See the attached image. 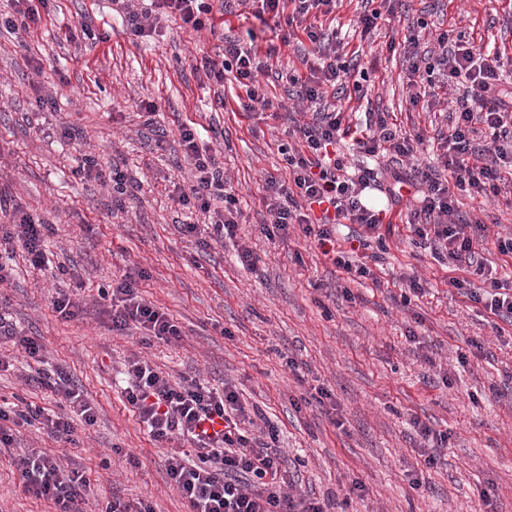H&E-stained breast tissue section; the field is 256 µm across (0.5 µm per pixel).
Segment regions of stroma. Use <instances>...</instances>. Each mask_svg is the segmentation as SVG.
Wrapping results in <instances>:
<instances>
[{
	"mask_svg": "<svg viewBox=\"0 0 512 512\" xmlns=\"http://www.w3.org/2000/svg\"><path fill=\"white\" fill-rule=\"evenodd\" d=\"M361 6L342 0L323 22L345 61L368 75L362 91L335 106L355 123L385 112L403 134H421L417 160L427 165L465 87L439 88L433 108L412 105L403 54L390 41L426 15L432 28L465 33L510 57L502 74L512 84V0H406L368 34L358 22ZM41 15L37 27L0 33V193L49 225L48 262L34 267L15 247L0 310L43 344L45 361L0 343L10 362L0 371V405L21 401L65 414L59 396L37 381L38 368H60L98 413L94 425L74 422L66 439L37 422L15 425L12 447H0V512H57L18 485L13 460L29 448L89 479L83 512H104L116 496L148 500L155 512H188L163 466L165 448L121 395L123 363L134 353L173 384L232 386L276 427L286 480L333 501L331 512H512V334L498 333L495 316L449 285L450 269L415 245L404 224L385 239L377 281L359 284L298 228L285 238L264 233L265 181L289 178L279 148L297 109L273 73L301 68L297 48L282 49L261 78L272 110L249 115L231 100L218 105L222 88L193 68L202 54H222L220 35L169 20L161 37L135 42L111 0H49ZM85 22L105 41L86 39ZM46 95L55 106L39 110L36 99ZM143 100L158 107L156 127L138 116ZM190 123L235 191L234 237L213 238L206 216L177 201L188 180L179 127ZM61 124L75 135L46 137ZM88 156L103 179L77 175ZM115 166L127 176L119 196L106 179ZM458 207L480 218L488 237L512 234L504 198L462 195ZM184 224L201 226L200 236L184 235ZM243 245L256 270L238 262ZM133 267L146 271L140 293L180 327L181 342L144 345L112 333L110 303L98 291ZM412 273L424 294L410 296L404 277ZM69 289L83 307L73 320L52 306ZM320 387L330 405L313 402ZM418 421L448 437L435 464L425 462ZM356 482L362 495L351 491Z\"/></svg>",
	"mask_w": 512,
	"mask_h": 512,
	"instance_id": "35a3bbf8",
	"label": "stroma"
}]
</instances>
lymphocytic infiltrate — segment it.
<instances>
[{
	"label": "lymphocytic infiltrate",
	"mask_w": 512,
	"mask_h": 512,
	"mask_svg": "<svg viewBox=\"0 0 512 512\" xmlns=\"http://www.w3.org/2000/svg\"><path fill=\"white\" fill-rule=\"evenodd\" d=\"M140 0H113L128 33L137 39L159 35L161 23L173 18L193 31L214 26L210 0H150L149 8ZM251 6L258 17H267L274 27L288 26L279 44L259 47L255 42L225 36L224 53L215 59L202 55L195 71L216 85L238 89L236 103L243 112L255 114L272 105L260 82L270 59L281 47L289 46L291 34H302L315 46L324 47L321 63L308 76L285 72L292 96L298 101L319 103L328 94L348 91L351 67L336 46L325 45V35L315 15H330L338 0H237ZM428 23L418 19L401 43L408 62L410 101L419 103L434 97L436 86L451 85L466 77L470 85L456 101L452 125L439 144L436 162L427 168L413 165L421 136H403L386 117L376 116L365 125L349 122L339 110L319 111L295 120L294 141L282 153L288 165V181L268 178L265 202L271 215L272 232L287 235L298 225L305 236L314 238L322 254L351 281L375 279V269L383 256L372 245L382 242L380 229L389 209L395 208L404 193H414L418 208L411 210L406 226L416 244L456 270L451 286L464 290L471 301L483 304L491 314L512 326V276L499 275L476 249L485 230L480 220L463 215L456 192L469 197L499 195L512 186V87L500 78L501 52L477 47L455 30H443L435 37L434 48L421 47ZM197 129L180 128V144L192 171L188 185L181 187L180 204L207 214L217 237L234 236L241 212L233 190L228 189L223 169L214 155L201 152ZM352 140L358 152L367 155L388 153L410 160L409 168H388L378 172L368 167L348 172L345 155L338 145ZM374 189L387 198V206H368L362 193ZM350 225L344 238H337V226ZM46 226L24 212H15L11 230L0 235V246L21 244L33 266L45 260ZM143 271L128 272L100 289L110 302L109 317L114 332L138 333L142 344L160 340L180 341L182 332L166 312L146 301L139 292ZM128 385L122 391L127 405L160 444L175 440L189 444L197 460L189 462L182 452L167 453L164 466L173 487L190 512H327L324 501L301 492L283 489V455L276 444L275 428L264 435H252L245 427L251 416L232 387L217 390L193 381L172 386L166 376L145 357L131 355L124 362ZM41 382L60 393L70 417H44L41 409L9 411L0 406V446L14 441L12 420L26 423L44 419L58 436L72 433L71 416L89 425L96 411L71 383L64 370L44 373ZM222 429H214L215 421ZM23 490L53 501L58 512H80L90 488L75 471L63 470L45 452L32 448L14 462Z\"/></svg>",
	"instance_id": "lymphocytic-infiltrate-1"
}]
</instances>
